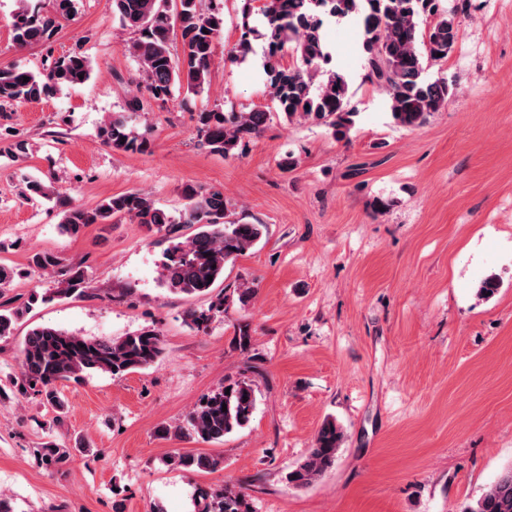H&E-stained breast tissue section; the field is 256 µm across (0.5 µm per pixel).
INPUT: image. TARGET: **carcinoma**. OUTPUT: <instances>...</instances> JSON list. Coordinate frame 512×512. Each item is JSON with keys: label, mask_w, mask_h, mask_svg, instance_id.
<instances>
[{"label": "carcinoma", "mask_w": 512, "mask_h": 512, "mask_svg": "<svg viewBox=\"0 0 512 512\" xmlns=\"http://www.w3.org/2000/svg\"><path fill=\"white\" fill-rule=\"evenodd\" d=\"M12 15L13 40L19 47L49 40L59 18L70 14L73 0H58L55 13L44 12L30 0H16ZM242 33L236 50L245 55L252 49L250 25L252 0H243ZM468 0H459L450 10L441 9L439 0H267L263 38L265 65L276 110L288 119L325 123L342 139L349 134L354 112L349 108V82L338 71L322 69L330 62L323 40L326 20L356 16L361 25V46L370 78L383 88L390 110L399 125L419 128L437 112L448 107L449 88L445 79L424 78L425 63L448 58L457 39L458 13ZM112 14L119 25L135 38L126 51L137 63L132 80L137 93L125 103L124 111L108 116L100 136L114 150L145 152L149 140L130 125L132 116L155 102L165 106L175 88L186 85L187 92H204L214 59L215 41L224 20L214 0H112ZM430 20L426 27L421 23ZM180 37L181 50L172 52V38ZM296 55V64H283V51ZM92 66L88 58L72 53L55 60L48 68L33 70L20 64L0 67V114L21 102L39 101L57 91L89 80ZM29 81H23V77ZM270 120L264 111L235 112L222 108L198 113L204 146L209 152L230 157L243 150ZM34 194L56 200L65 207L59 230L70 237L81 235L90 224L111 219L131 218L147 232L160 234L169 246L162 264L164 285L184 294L206 295L224 277L226 264L254 248L266 234L264 224H228L224 221L227 203L217 188L189 186L183 191L184 203L172 212L160 207L147 195L131 191L112 196L93 207L71 206L53 185L27 180L22 195ZM185 227L194 233L183 237ZM63 259L46 252L31 257V268L55 274L54 286L30 295L22 308L0 303V337L12 334L15 324L33 305L68 298L83 283L81 274L61 270ZM25 275L18 268L0 262V297L15 279ZM212 280H207V277ZM255 295L254 282L245 280L233 294L217 296L206 310L190 308L186 323L198 328L214 314L237 301L246 305ZM234 343L242 351L251 348L249 324L240 322L234 330ZM164 352L163 339L153 329L117 338H87L68 331L38 326L26 335L20 349V373L14 382L25 395L33 392L62 410L56 384L80 380L86 375L105 373L120 377L151 367ZM227 411H222V407ZM257 406V389L245 380L224 383L204 396L189 412L179 432L202 441H221L245 428ZM344 433L336 420L327 418L317 431L308 455L288 472V484L306 488L332 468L343 443ZM40 454L46 462L62 468L70 459L68 449L45 445ZM167 463L183 470L210 472L223 459L207 454H174ZM201 512H252L243 486H226L220 491H204ZM463 512H512V467L503 470L482 494Z\"/></svg>", "instance_id": "cac0c4a2"}]
</instances>
